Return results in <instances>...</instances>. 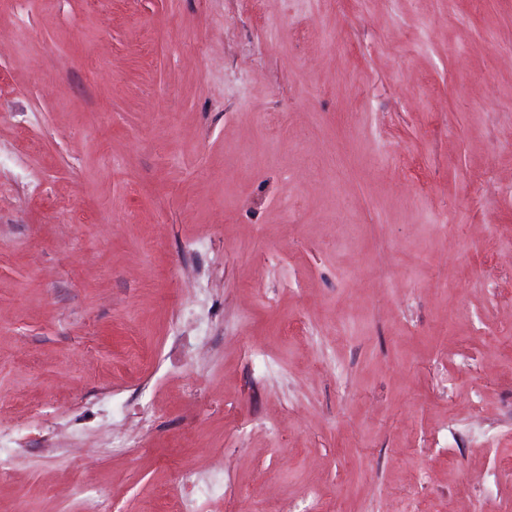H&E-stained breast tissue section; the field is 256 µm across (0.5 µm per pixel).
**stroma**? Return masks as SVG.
<instances>
[{"mask_svg":"<svg viewBox=\"0 0 512 512\" xmlns=\"http://www.w3.org/2000/svg\"><path fill=\"white\" fill-rule=\"evenodd\" d=\"M512 0H0V512H512Z\"/></svg>","mask_w":512,"mask_h":512,"instance_id":"1","label":"stroma"}]
</instances>
